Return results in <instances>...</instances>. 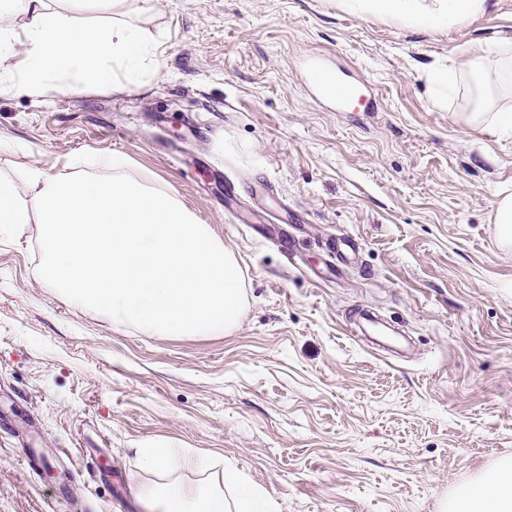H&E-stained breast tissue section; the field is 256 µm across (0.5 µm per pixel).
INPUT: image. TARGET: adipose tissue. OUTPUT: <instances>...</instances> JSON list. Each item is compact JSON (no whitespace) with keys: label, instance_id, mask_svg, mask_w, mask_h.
<instances>
[{"label":"adipose tissue","instance_id":"adipose-tissue-1","mask_svg":"<svg viewBox=\"0 0 512 512\" xmlns=\"http://www.w3.org/2000/svg\"><path fill=\"white\" fill-rule=\"evenodd\" d=\"M125 0H0V70L30 95L142 84L155 49L122 19ZM409 23L453 28L485 14L488 0H367ZM95 21L81 20V13ZM475 104L470 132L512 137V110L498 105L512 48L469 51ZM68 158L58 173L36 162L0 172V244L26 224L38 227V281L72 307L116 328L148 336H222L246 305L240 265L211 225L199 223L161 181L120 153L102 155L99 173ZM152 482L136 485L143 512H280L275 497L235 468L185 448H137ZM197 473L195 483L178 474ZM441 512H512V456L497 458L457 487Z\"/></svg>","mask_w":512,"mask_h":512}]
</instances>
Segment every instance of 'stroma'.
<instances>
[{"instance_id": "35a3bbf8", "label": "stroma", "mask_w": 512, "mask_h": 512, "mask_svg": "<svg viewBox=\"0 0 512 512\" xmlns=\"http://www.w3.org/2000/svg\"><path fill=\"white\" fill-rule=\"evenodd\" d=\"M488 2L445 29L359 0H129L161 64L145 86L0 92V170L128 156L237 255L248 298L230 334L146 336L40 285L37 225L0 245V512H139L148 439L234 462L281 512H439L512 455V138L464 131L466 89L428 81L512 43V0ZM312 56L372 108L318 97ZM362 307L404 355L353 335ZM495 224H498V236L505 247L512 245V194L499 196L495 208Z\"/></svg>"}]
</instances>
